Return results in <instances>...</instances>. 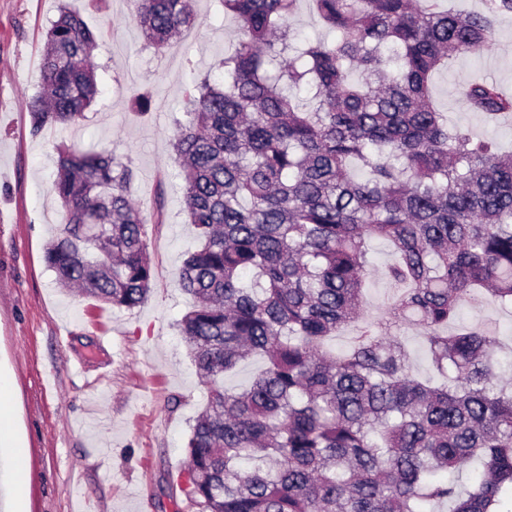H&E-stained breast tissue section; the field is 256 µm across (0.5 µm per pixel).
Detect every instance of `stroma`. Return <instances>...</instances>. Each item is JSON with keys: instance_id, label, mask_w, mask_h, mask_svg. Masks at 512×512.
I'll return each mask as SVG.
<instances>
[{"instance_id": "stroma-1", "label": "stroma", "mask_w": 512, "mask_h": 512, "mask_svg": "<svg viewBox=\"0 0 512 512\" xmlns=\"http://www.w3.org/2000/svg\"><path fill=\"white\" fill-rule=\"evenodd\" d=\"M68 3L101 34L99 95L78 126L35 134L29 106L58 2L0 0V359L13 376L28 456L19 478L11 454L0 452V499L20 479L29 512H196L179 474L207 389L177 327L191 305L178 272L196 239L175 188L170 139L194 77H221L214 64L233 49L236 33L220 0H196L201 28L157 50L131 24L128 0ZM475 74L512 95V16L499 19L490 51L453 59L435 79L436 102L450 122L511 149L512 120L489 122L461 102L459 89ZM138 90L152 95L144 116L132 103ZM66 139L130 160L136 203L149 205L157 188L166 191L165 223L145 227L155 277L138 307L96 305L61 289L46 266V247L64 222L51 184ZM372 248L370 322L390 295L383 272L392 258L387 243Z\"/></svg>"}]
</instances>
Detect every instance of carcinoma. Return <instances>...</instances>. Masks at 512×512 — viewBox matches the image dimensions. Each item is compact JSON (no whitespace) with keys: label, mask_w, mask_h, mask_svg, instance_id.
<instances>
[{"label":"carcinoma","mask_w":512,"mask_h":512,"mask_svg":"<svg viewBox=\"0 0 512 512\" xmlns=\"http://www.w3.org/2000/svg\"><path fill=\"white\" fill-rule=\"evenodd\" d=\"M163 49L200 25L190 0H129ZM237 26L224 78L186 92L172 140L180 201L198 247L178 282V322L207 401L191 427L182 488L197 512H512V375L496 333L455 327L475 294L512 309V150L448 123L435 77L480 54L512 0L479 11L438 0H311L331 42L298 45L300 0H221ZM94 33L65 4L46 32L32 132L85 119L99 94ZM471 112L512 117L481 76ZM129 161L59 147L51 190L65 213L45 251L63 288L131 309L154 267L129 198ZM392 249L386 322L359 325L374 258ZM415 327L432 376L391 325ZM355 327L349 349L328 341ZM263 365L240 389L227 375ZM471 468V484L451 474Z\"/></svg>","instance_id":"obj_1"}]
</instances>
